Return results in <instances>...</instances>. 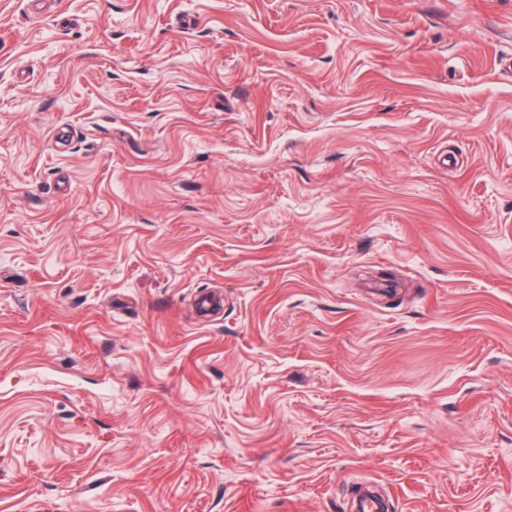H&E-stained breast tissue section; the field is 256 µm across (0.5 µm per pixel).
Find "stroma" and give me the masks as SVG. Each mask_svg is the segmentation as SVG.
Wrapping results in <instances>:
<instances>
[{
  "label": "stroma",
  "instance_id": "35a3bbf8",
  "mask_svg": "<svg viewBox=\"0 0 512 512\" xmlns=\"http://www.w3.org/2000/svg\"><path fill=\"white\" fill-rule=\"evenodd\" d=\"M512 512V0H0V512Z\"/></svg>",
  "mask_w": 512,
  "mask_h": 512
}]
</instances>
